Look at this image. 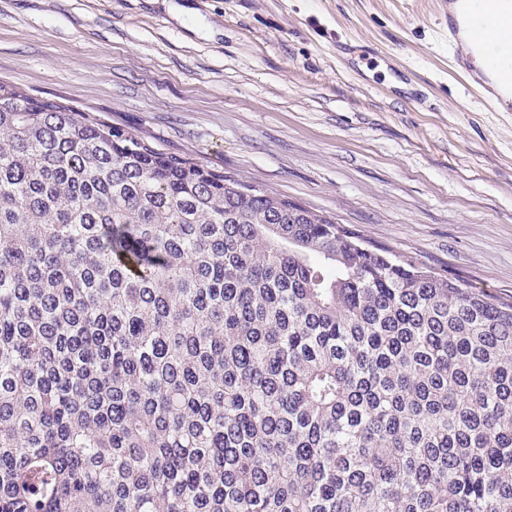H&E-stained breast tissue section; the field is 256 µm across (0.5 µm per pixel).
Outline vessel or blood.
Returning a JSON list of instances; mask_svg holds the SVG:
<instances>
[{
    "label": "vessel or blood",
    "instance_id": "obj_1",
    "mask_svg": "<svg viewBox=\"0 0 512 512\" xmlns=\"http://www.w3.org/2000/svg\"><path fill=\"white\" fill-rule=\"evenodd\" d=\"M448 41L453 66L463 86L478 91L495 112H512V68L501 59L512 56V43L502 41L512 30V0H499L497 11L486 14L481 0H447Z\"/></svg>",
    "mask_w": 512,
    "mask_h": 512
}]
</instances>
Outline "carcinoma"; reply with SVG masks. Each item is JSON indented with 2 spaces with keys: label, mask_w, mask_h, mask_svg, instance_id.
<instances>
[{
  "label": "carcinoma",
  "mask_w": 512,
  "mask_h": 512,
  "mask_svg": "<svg viewBox=\"0 0 512 512\" xmlns=\"http://www.w3.org/2000/svg\"><path fill=\"white\" fill-rule=\"evenodd\" d=\"M0 512H512V303L0 83Z\"/></svg>",
  "instance_id": "1"
}]
</instances>
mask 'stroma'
Masks as SVG:
<instances>
[{
    "mask_svg": "<svg viewBox=\"0 0 512 512\" xmlns=\"http://www.w3.org/2000/svg\"><path fill=\"white\" fill-rule=\"evenodd\" d=\"M437 2L0 0V82L511 302L512 112L451 75ZM334 33L425 80L435 109L395 94L386 64L347 71Z\"/></svg>",
    "mask_w": 512,
    "mask_h": 512,
    "instance_id": "35a3bbf8",
    "label": "stroma"
}]
</instances>
